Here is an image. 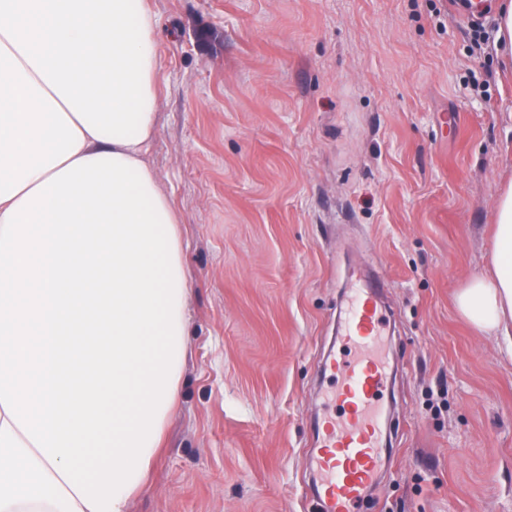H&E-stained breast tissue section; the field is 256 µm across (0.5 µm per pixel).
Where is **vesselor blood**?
Returning a JSON list of instances; mask_svg holds the SVG:
<instances>
[{
    "mask_svg": "<svg viewBox=\"0 0 512 512\" xmlns=\"http://www.w3.org/2000/svg\"><path fill=\"white\" fill-rule=\"evenodd\" d=\"M380 286L369 279L349 289L336 331L342 352L325 363L336 384L327 394L323 446L311 458L320 512H359L392 454L381 429L391 373L378 345L386 329Z\"/></svg>",
    "mask_w": 512,
    "mask_h": 512,
    "instance_id": "obj_1",
    "label": "vessel or blood"
}]
</instances>
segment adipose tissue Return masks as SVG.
I'll return each instance as SVG.
<instances>
[{
	"instance_id": "obj_1",
	"label": "adipose tissue",
	"mask_w": 512,
	"mask_h": 512,
	"mask_svg": "<svg viewBox=\"0 0 512 512\" xmlns=\"http://www.w3.org/2000/svg\"><path fill=\"white\" fill-rule=\"evenodd\" d=\"M146 0H0V512H130L180 398L188 282ZM457 309L512 353V186Z\"/></svg>"
}]
</instances>
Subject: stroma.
<instances>
[{
    "instance_id": "35a3bbf8",
    "label": "stroma",
    "mask_w": 512,
    "mask_h": 512,
    "mask_svg": "<svg viewBox=\"0 0 512 512\" xmlns=\"http://www.w3.org/2000/svg\"><path fill=\"white\" fill-rule=\"evenodd\" d=\"M181 217L183 395L132 512H316L345 287L386 285L388 468L361 512H512V358L456 297L512 183V63L454 0H149Z\"/></svg>"
}]
</instances>
